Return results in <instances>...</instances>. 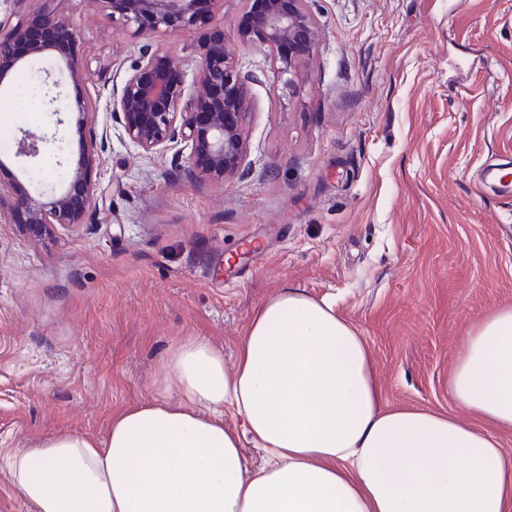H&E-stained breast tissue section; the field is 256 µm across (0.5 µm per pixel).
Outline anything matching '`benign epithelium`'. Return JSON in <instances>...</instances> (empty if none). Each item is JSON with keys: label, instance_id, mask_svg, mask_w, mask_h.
Listing matches in <instances>:
<instances>
[{"label": "benign epithelium", "instance_id": "1", "mask_svg": "<svg viewBox=\"0 0 512 512\" xmlns=\"http://www.w3.org/2000/svg\"><path fill=\"white\" fill-rule=\"evenodd\" d=\"M112 22L133 35H154L179 26H193L224 7V0H99ZM242 41L269 49L282 63L280 75L294 81L298 59L313 53L316 21L308 0H238ZM75 38L62 19L37 7L16 25L0 21V85L24 67L28 56L54 51L66 61L72 78L84 76L74 53ZM201 63L192 80L162 47L142 55L125 76L121 88L110 93L111 115L122 137L145 156L167 151L175 144L190 148L189 159L199 175L222 183L243 162L247 146L243 129L249 114L248 91L235 57L224 38L212 33L198 44ZM76 128L81 153L68 172L62 191L41 202L17 183L0 184V208L10 202L11 215L24 216L33 235L57 224L86 223L96 208L93 171L98 143L90 99L76 100ZM42 138L26 134L17 142L16 155L35 157Z\"/></svg>", "mask_w": 512, "mask_h": 512}]
</instances>
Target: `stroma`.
<instances>
[{
    "label": "stroma",
    "mask_w": 512,
    "mask_h": 512,
    "mask_svg": "<svg viewBox=\"0 0 512 512\" xmlns=\"http://www.w3.org/2000/svg\"><path fill=\"white\" fill-rule=\"evenodd\" d=\"M76 36L87 79L34 60L0 108V182L48 200L75 167L72 114L107 129L86 224L35 240L0 218V458L69 432L97 437L125 406L161 398L162 359L207 337L233 366L265 301L331 298L375 358L393 406L451 412L448 379L469 327L512 304V0H309L317 44L285 85L267 48L238 39V4L153 37L99 0H44ZM221 31L250 96L248 156L217 184L187 153L145 158L107 107L147 50L188 71ZM35 157L16 155L24 133Z\"/></svg>",
    "instance_id": "stroma-1"
}]
</instances>
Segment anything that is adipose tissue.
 Listing matches in <instances>:
<instances>
[{
    "mask_svg": "<svg viewBox=\"0 0 512 512\" xmlns=\"http://www.w3.org/2000/svg\"><path fill=\"white\" fill-rule=\"evenodd\" d=\"M163 400L99 438L5 458L36 512H512V305L468 330L455 410L387 405L372 352L334 303L287 289L256 311L233 368L190 336L160 367ZM265 457L253 469L225 412Z\"/></svg>",
    "mask_w": 512,
    "mask_h": 512,
    "instance_id": "adipose-tissue-1",
    "label": "adipose tissue"
}]
</instances>
